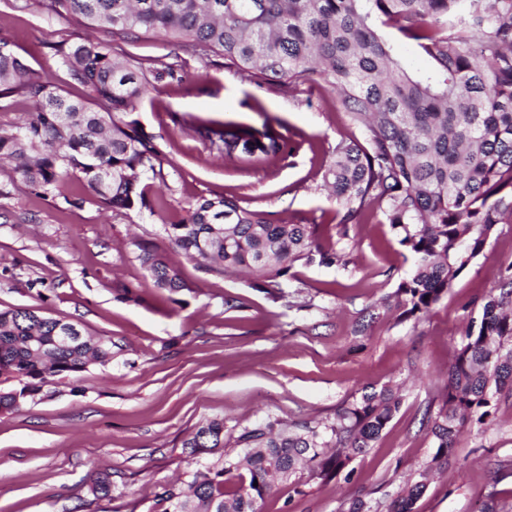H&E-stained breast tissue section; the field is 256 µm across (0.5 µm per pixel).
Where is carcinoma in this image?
<instances>
[{
	"mask_svg": "<svg viewBox=\"0 0 512 512\" xmlns=\"http://www.w3.org/2000/svg\"><path fill=\"white\" fill-rule=\"evenodd\" d=\"M57 15L119 35H162L179 49L221 53L242 76L294 88L322 80L364 129L365 143L340 141L324 181L344 222L378 208L413 257L408 277L385 299L409 320L438 302L484 250L495 226L512 223V0H44ZM413 44L429 68L414 69L382 29ZM87 100L65 97L0 45V98L21 94L35 111L0 132V161L37 194L55 196L69 177L112 208L146 204L144 177L163 178L156 136L135 115L147 92L145 71L87 39L57 45ZM248 126L193 127L220 156L246 168L290 155L295 147L268 122L253 148L239 147ZM172 248L219 272H247L254 287L279 297L297 263L341 264L345 255L315 243L314 226L274 223L223 196L202 198L169 225ZM156 287L187 285L167 256L139 255ZM112 360V341L38 308L0 311V412L16 409L47 382ZM512 391V264L500 292L481 304L448 366L446 394L426 426L436 448L427 468L441 469L469 423L486 425L498 396ZM402 397L385 387L364 392L331 423L290 432L277 418L234 437L242 453L162 488L166 512H257V501L306 468L321 479L374 447ZM183 447L193 455L224 447V419L200 426ZM247 477L229 490L228 477ZM425 473L392 499L387 512H413ZM90 494L112 499V474L93 472Z\"/></svg>",
	"mask_w": 512,
	"mask_h": 512,
	"instance_id": "1",
	"label": "carcinoma"
}]
</instances>
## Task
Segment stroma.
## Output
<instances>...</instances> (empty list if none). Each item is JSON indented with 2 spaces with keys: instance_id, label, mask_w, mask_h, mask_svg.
Returning a JSON list of instances; mask_svg holds the SVG:
<instances>
[{
  "instance_id": "obj_1",
  "label": "stroma",
  "mask_w": 512,
  "mask_h": 512,
  "mask_svg": "<svg viewBox=\"0 0 512 512\" xmlns=\"http://www.w3.org/2000/svg\"><path fill=\"white\" fill-rule=\"evenodd\" d=\"M90 36L146 67L178 52L176 76L152 82L136 109L166 156L163 176L144 179L145 205L115 211L76 179L38 197L11 164L0 165V310L40 308L112 342L109 364L89 365L0 413V512H165L162 485L223 454L203 460L183 447L207 420L223 419L228 439L269 416L288 425L329 421L365 387L398 385L400 409L374 448L332 480L303 471L258 503L259 512H347L361 496L387 512L434 452L424 413L442 403L463 328L499 292L500 269L512 263V224L496 226L439 302L397 322L380 302L410 274L411 254L381 211L344 223L323 187L337 142L363 138L330 88L244 80L219 53L178 51L161 36L126 39L48 13L40 0H0V38L73 100L87 90L52 46ZM267 118L298 149L259 170L219 157L192 131L210 122L258 129ZM215 196L277 223L315 225L317 244L344 250L348 264H296L276 299L246 276L171 253L168 225ZM144 243L170 254L184 290L154 285L138 258ZM366 315L368 329L355 334ZM96 469L111 472V499L89 495ZM486 504L512 512V392L500 396L496 421L458 437L414 512H480Z\"/></svg>"
}]
</instances>
